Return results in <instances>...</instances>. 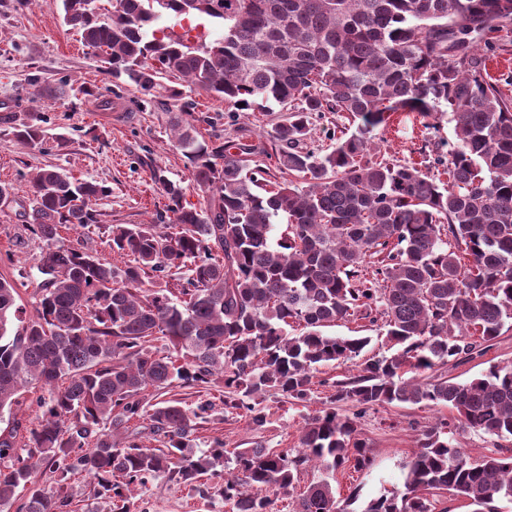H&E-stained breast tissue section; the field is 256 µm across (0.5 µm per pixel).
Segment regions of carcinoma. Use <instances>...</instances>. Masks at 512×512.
<instances>
[{"instance_id": "1", "label": "carcinoma", "mask_w": 512, "mask_h": 512, "mask_svg": "<svg viewBox=\"0 0 512 512\" xmlns=\"http://www.w3.org/2000/svg\"><path fill=\"white\" fill-rule=\"evenodd\" d=\"M55 0L86 47L102 52L112 77L155 97L168 76L224 101L230 112L277 104L288 118L270 134L267 160L252 163L242 137L218 145L186 122L171 137L206 205L183 203V189L154 172L168 204V232L155 224H111L123 267L91 249L60 243L59 228L94 222L105 187L57 167L30 180L28 227L43 243L47 276L36 317L20 318L17 290L0 280V412L18 390L42 384L38 424L0 434V507L28 488L25 512H64L71 475L128 512L131 488L162 475L233 505L275 512L303 469L328 475L372 464L358 438L366 410L393 402L446 406L453 413L420 433L403 488L369 500H339L331 482L310 484L292 512H434L435 497L467 500L473 512L512 502V450L471 458L453 436L482 432L512 440V366L467 382L428 376L437 365L482 356L512 321V97L489 77V55L512 46V0ZM164 14L215 19L223 35L195 46L188 34L151 31ZM346 113L354 130L334 132L325 152L303 147L311 120ZM395 112L454 122L448 151L432 168L370 157L377 130ZM16 139L49 150L43 130L20 125ZM177 275L179 291L145 283ZM378 327L390 355H369L370 336L325 332L341 320ZM20 322L15 327L13 321ZM161 340L162 354L150 345ZM359 359L327 405L304 419L292 452L235 448L217 441L196 454L195 432L211 404L151 402L147 390L224 383V408L267 422L266 393L302 403L319 368ZM357 408L345 414L340 407ZM148 421L161 448L128 433ZM55 487L33 485L39 465ZM272 495L259 496L255 489Z\"/></svg>"}]
</instances>
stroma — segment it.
I'll list each match as a JSON object with an SVG mask.
<instances>
[{
    "label": "stroma",
    "mask_w": 512,
    "mask_h": 512,
    "mask_svg": "<svg viewBox=\"0 0 512 512\" xmlns=\"http://www.w3.org/2000/svg\"><path fill=\"white\" fill-rule=\"evenodd\" d=\"M69 91L55 94L61 80ZM127 83L114 79L99 55L85 47L81 35L64 25L62 12L52 0H33L22 10L10 0H0V104L9 109V123H0V185L10 195L0 197V279H13L18 267L29 277L19 286V304L34 314L37 292L45 277L37 268L42 248L25 215L31 208L28 180L47 164L64 168L75 179L90 181L107 189L94 206L95 221L84 227L64 226V244L96 249L98 256L114 266L128 258L112 249L104 231L108 224H157L165 215L167 198L153 177L161 170L180 182L184 197L194 206H204L205 192L193 184L187 163L170 135L175 121L189 115L199 137L221 142L251 133L256 147L269 146L271 128L286 119L281 109L230 112L223 102L195 90H185L184 108L174 107L165 89H158L151 103L142 105ZM30 123L53 137L50 153L18 141L12 126ZM453 139L447 114H439L427 126L417 113H399L379 133L377 157L399 162L431 164L434 143ZM512 366V329L492 341L480 357L440 367L439 375L465 382L480 377L490 366ZM355 361L348 360L320 369L319 383L309 401L292 404L269 393L263 404L268 414L262 428H254L242 411H225L224 387L215 382L201 388L172 385L169 397L193 406L212 401L215 410L209 422L196 432L197 450H210L215 441L225 449L274 448L293 450L299 444L300 428L306 417L322 410L332 392L331 384L353 377ZM445 407L393 403L367 410L359 420L361 438L369 446L370 469L338 473L337 499L358 492L368 501L401 487L402 468L417 449L420 430L448 418ZM130 512H229L221 497H203L194 486L160 477L134 490Z\"/></svg>",
    "instance_id": "35a3bbf8"
}]
</instances>
